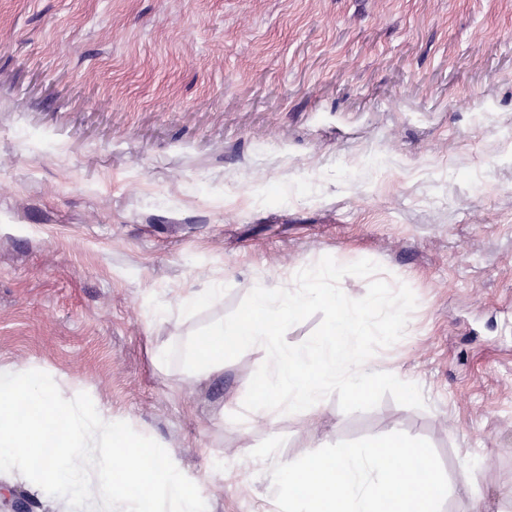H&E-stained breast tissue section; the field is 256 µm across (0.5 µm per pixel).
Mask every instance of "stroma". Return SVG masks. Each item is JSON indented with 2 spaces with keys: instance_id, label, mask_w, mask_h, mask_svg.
I'll return each instance as SVG.
<instances>
[{
  "instance_id": "35a3bbf8",
  "label": "stroma",
  "mask_w": 512,
  "mask_h": 512,
  "mask_svg": "<svg viewBox=\"0 0 512 512\" xmlns=\"http://www.w3.org/2000/svg\"><path fill=\"white\" fill-rule=\"evenodd\" d=\"M326 255L413 291L368 364L425 408L236 423L263 349L156 367ZM0 367L65 378L188 478L234 466L207 512H271L273 464L396 431L437 452L441 512H512V0H0ZM18 492L71 512L17 472L0 512ZM219 286L220 281L214 280L213 288H208L207 293L204 295H198L197 297L187 299L181 298L177 300L174 305L166 304L161 306L154 312V316L161 319H168L172 317L174 310L181 311L185 308L194 307L201 301H214L218 299L223 293V288H219Z\"/></svg>"
}]
</instances>
